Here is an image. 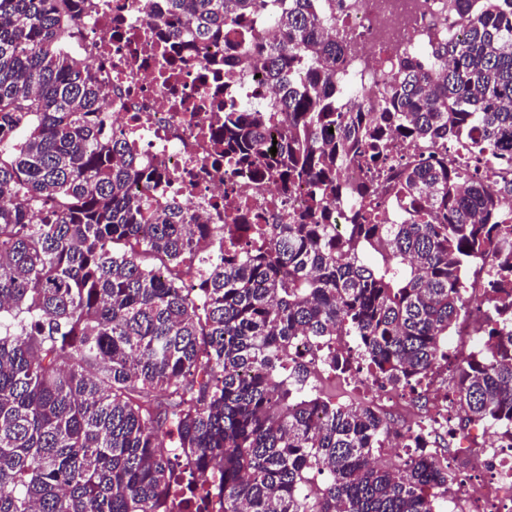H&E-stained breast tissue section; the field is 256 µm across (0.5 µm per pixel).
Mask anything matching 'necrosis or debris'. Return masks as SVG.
<instances>
[{"label": "necrosis or debris", "mask_w": 512, "mask_h": 512, "mask_svg": "<svg viewBox=\"0 0 512 512\" xmlns=\"http://www.w3.org/2000/svg\"><path fill=\"white\" fill-rule=\"evenodd\" d=\"M162 2L86 0L77 15L71 45L97 69L106 128L129 142L145 169L158 173L154 207L176 203L199 223L218 226L239 215L249 224L288 223L305 204L309 187L286 195L273 182L236 176L234 159L216 141L225 112L245 104L269 106L276 90L255 74L226 71L228 48L197 55L186 40L171 38L157 16ZM336 25L351 35L338 77L349 106L372 102L402 54L437 64L438 42L458 38L463 30L448 0H336ZM446 372L437 368L417 396L356 375L364 404L398 417L382 459L394 458L416 431L444 457L439 439L453 423ZM472 441L468 432L458 437L468 468L445 492V512H463L465 502L471 512H485L486 503L512 501V452L497 441L479 448Z\"/></svg>", "instance_id": "necrosis-or-debris-1"}]
</instances>
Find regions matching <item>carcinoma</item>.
I'll return each mask as SVG.
<instances>
[{"mask_svg": "<svg viewBox=\"0 0 512 512\" xmlns=\"http://www.w3.org/2000/svg\"><path fill=\"white\" fill-rule=\"evenodd\" d=\"M76 2L0 0V512H175L167 426L193 498L211 503L206 473L223 470L217 512H437L455 474L421 455L376 462L389 422L311 385L291 350L303 340L336 369L335 337L353 336L367 373L413 392L472 267L485 351L459 361L450 403L512 439V180L448 166L450 143L512 162V0H454L461 37L433 68L401 59L364 112L336 85L335 0H274L285 39L269 45L246 37L263 0H165L170 35L198 53L230 42L234 70L280 88L270 109L224 113V153L285 193L313 188L291 224L222 233L154 210V174L102 134L97 75L66 50ZM396 142L408 153L391 164ZM351 162L364 204L339 229ZM392 168L403 224L383 223L375 195Z\"/></svg>", "mask_w": 512, "mask_h": 512, "instance_id": "carcinoma-1", "label": "carcinoma"}]
</instances>
